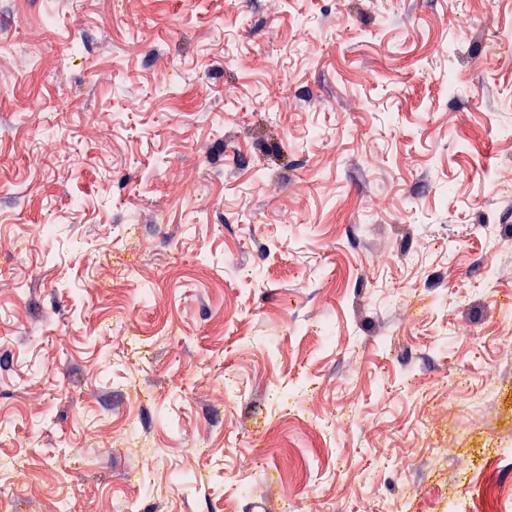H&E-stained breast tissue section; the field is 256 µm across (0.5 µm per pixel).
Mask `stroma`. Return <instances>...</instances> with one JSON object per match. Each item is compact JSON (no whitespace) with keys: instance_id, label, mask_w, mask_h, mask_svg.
I'll use <instances>...</instances> for the list:
<instances>
[{"instance_id":"stroma-1","label":"stroma","mask_w":512,"mask_h":512,"mask_svg":"<svg viewBox=\"0 0 512 512\" xmlns=\"http://www.w3.org/2000/svg\"><path fill=\"white\" fill-rule=\"evenodd\" d=\"M0 41L5 512L512 487V0H0Z\"/></svg>"}]
</instances>
